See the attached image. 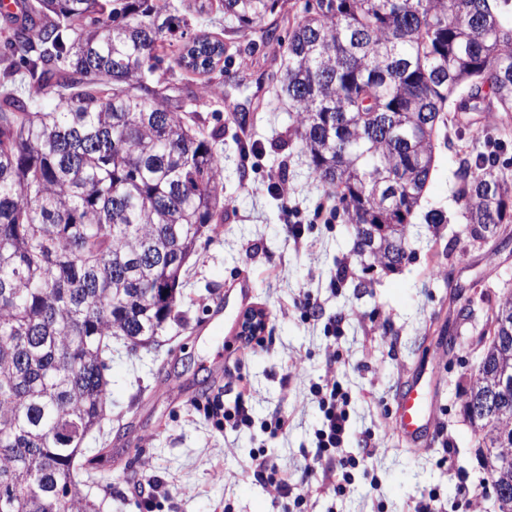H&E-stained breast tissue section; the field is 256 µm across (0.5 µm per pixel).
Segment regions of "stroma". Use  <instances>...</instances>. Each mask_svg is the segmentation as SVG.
Returning <instances> with one entry per match:
<instances>
[{
    "label": "stroma",
    "instance_id": "1",
    "mask_svg": "<svg viewBox=\"0 0 512 512\" xmlns=\"http://www.w3.org/2000/svg\"><path fill=\"white\" fill-rule=\"evenodd\" d=\"M169 2L191 35L224 44L221 67L210 73L181 67L176 44L164 61L177 87L217 92L199 111L207 128L224 131L217 144L224 222L190 258L183 301L157 340L130 348L116 339L104 354L106 415L84 445L106 447L108 458L96 464L88 495L100 512H145L154 478L162 484L154 512H280L274 487L253 475L251 456L262 450L305 495L308 512H413L431 492L439 494L441 512H499L462 394L481 356L486 317L512 293V224L482 241L461 235L456 190L463 145L478 127L490 138L484 154L512 179V112H462L457 128L439 130L432 176L409 227L411 259L398 270L375 271L363 288L343 207L289 134L271 48L247 50L225 29L219 0ZM274 183L285 185L287 198L271 191ZM431 209L443 211L447 223H424ZM293 222L304 227L302 243L288 232ZM241 280L252 285L248 307L267 315L260 340L248 346L230 329ZM308 300L318 309L310 318L301 314ZM466 306L474 314L464 321L457 313ZM332 323L338 334L328 332ZM431 364L438 370L435 432L426 449L414 450L389 424L403 380ZM332 379L351 397L337 464L357 456L363 436L378 448L367 476H356L342 493L310 471L322 416L310 386ZM243 385L256 427L219 425L206 403L233 406ZM276 414L290 425L273 438L259 422ZM462 483L469 497L458 496Z\"/></svg>",
    "mask_w": 512,
    "mask_h": 512
}]
</instances>
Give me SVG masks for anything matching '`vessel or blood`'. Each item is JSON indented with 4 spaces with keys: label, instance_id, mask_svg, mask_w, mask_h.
Wrapping results in <instances>:
<instances>
[{
    "label": "vessel or blood",
    "instance_id": "b4317fda",
    "mask_svg": "<svg viewBox=\"0 0 512 512\" xmlns=\"http://www.w3.org/2000/svg\"><path fill=\"white\" fill-rule=\"evenodd\" d=\"M434 374L423 370L412 375L399 391L393 417L396 431L414 445L428 440L435 406Z\"/></svg>",
    "mask_w": 512,
    "mask_h": 512
}]
</instances>
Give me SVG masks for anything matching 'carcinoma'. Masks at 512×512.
<instances>
[{
	"label": "carcinoma",
	"mask_w": 512,
	"mask_h": 512,
	"mask_svg": "<svg viewBox=\"0 0 512 512\" xmlns=\"http://www.w3.org/2000/svg\"><path fill=\"white\" fill-rule=\"evenodd\" d=\"M227 28L269 42L288 0H220ZM0 52V512H97L78 478L106 409L102 353L165 331L187 263L224 221L220 133L158 73L184 36L168 0H37ZM224 44L179 63L211 72ZM293 134L338 198L362 273L411 257L443 113L512 111V0H305L276 72ZM462 232L512 223V182L463 161ZM499 512H512V298L493 310L462 403Z\"/></svg>",
	"instance_id": "cac0c4a2"
}]
</instances>
